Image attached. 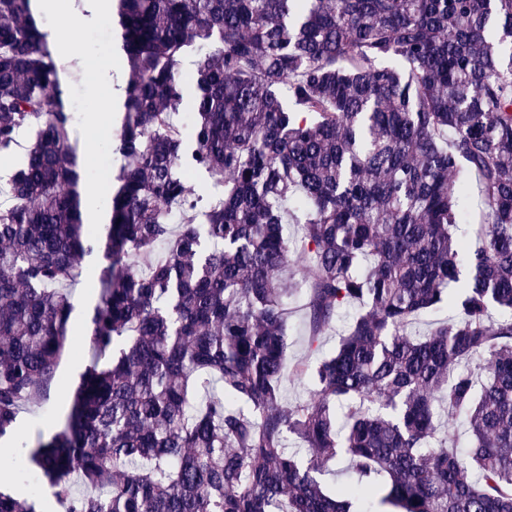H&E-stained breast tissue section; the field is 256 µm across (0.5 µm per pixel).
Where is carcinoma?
I'll return each mask as SVG.
<instances>
[{
  "instance_id": "1",
  "label": "carcinoma",
  "mask_w": 512,
  "mask_h": 512,
  "mask_svg": "<svg viewBox=\"0 0 512 512\" xmlns=\"http://www.w3.org/2000/svg\"><path fill=\"white\" fill-rule=\"evenodd\" d=\"M32 2L0 0V442L47 399L101 255L93 359L21 443L64 512H512V0H112L130 76L106 224L84 223ZM287 373L314 391L284 401ZM335 461L354 485H323ZM0 512L41 510L0 490ZM302 300L293 301L290 305L292 313L289 317V340H288V358L290 360L299 358L305 353V340L307 329L305 327L300 305Z\"/></svg>"
}]
</instances>
